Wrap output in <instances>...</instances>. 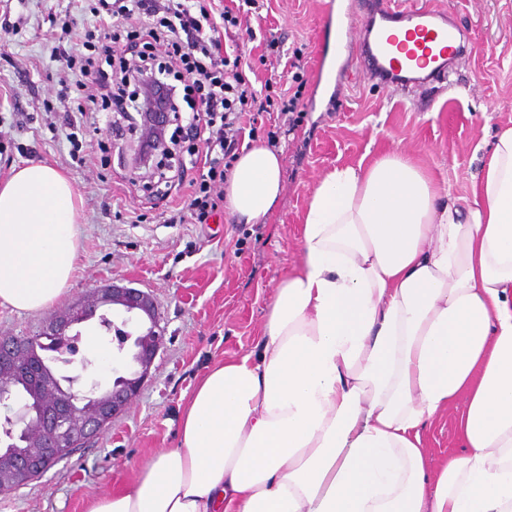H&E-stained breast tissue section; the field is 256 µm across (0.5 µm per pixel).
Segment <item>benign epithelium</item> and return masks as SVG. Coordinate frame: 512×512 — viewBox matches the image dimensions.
I'll list each match as a JSON object with an SVG mask.
<instances>
[{
    "label": "benign epithelium",
    "mask_w": 512,
    "mask_h": 512,
    "mask_svg": "<svg viewBox=\"0 0 512 512\" xmlns=\"http://www.w3.org/2000/svg\"><path fill=\"white\" fill-rule=\"evenodd\" d=\"M170 123L169 112L141 113V121L135 126L142 133L151 130L153 135L141 137L136 156L139 166L153 168L158 158L170 153L165 138ZM104 305L122 308L124 316L112 329L118 350L133 341L132 361L137 365L136 370L117 376L106 388L97 382L81 384L88 367L85 361L80 362L73 375L61 380L27 356L24 337L13 336L0 343V375L29 386L26 393L19 395L0 385V409L7 411L0 420V437L6 440L4 444L0 442V489L19 485L69 457L101 426L125 412L140 392L164 335L149 293L114 283L94 288L81 301L50 319L42 335L63 338L72 326L96 317Z\"/></svg>",
    "instance_id": "benign-epithelium-1"
}]
</instances>
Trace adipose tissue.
<instances>
[{"mask_svg": "<svg viewBox=\"0 0 512 512\" xmlns=\"http://www.w3.org/2000/svg\"><path fill=\"white\" fill-rule=\"evenodd\" d=\"M281 175L280 151L242 150L227 211L266 216ZM80 222L51 163L0 179V306L56 304ZM299 244L256 350L213 364L177 447L90 512H512V127L462 204L400 152L333 168ZM458 400L465 452L431 470L422 432Z\"/></svg>", "mask_w": 512, "mask_h": 512, "instance_id": "adipose-tissue-1", "label": "adipose tissue"}]
</instances>
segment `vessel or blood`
Returning a JSON list of instances; mask_svg holds the SVG:
<instances>
[{"label":"vessel or blood","mask_w":512,"mask_h":512,"mask_svg":"<svg viewBox=\"0 0 512 512\" xmlns=\"http://www.w3.org/2000/svg\"><path fill=\"white\" fill-rule=\"evenodd\" d=\"M363 26L366 76L391 85L419 83L422 75L445 77L446 62L462 48V35L432 0H368ZM406 28L404 40L390 35L391 26Z\"/></svg>","instance_id":"vessel-or-blood-1"}]
</instances>
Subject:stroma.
I'll list each match as a JSON object with an SVG mask.
<instances>
[{
	"mask_svg": "<svg viewBox=\"0 0 512 512\" xmlns=\"http://www.w3.org/2000/svg\"><path fill=\"white\" fill-rule=\"evenodd\" d=\"M256 2L252 32L238 40L241 62L261 79L287 82L299 99L291 121L272 111L257 118L256 142L275 132L283 155L281 198L256 224L234 223L222 209L195 224L181 216L183 202L169 183L135 168L139 135L113 128L114 113H101L94 130L67 125L90 102L75 91L60 94L62 63L53 53L69 38L52 32L48 15L61 0H0V176L42 158L70 175L82 199L79 268L58 306L115 281L149 292L164 330L131 407L40 478L0 492V512H89L153 455L176 446L181 408L202 375L254 349L267 303L301 259L299 226L327 172L400 151L463 201L484 144L512 126V0H434L465 33L467 52L449 83L411 97L364 79L358 52L337 57L331 17L357 0ZM270 39L296 62L295 79H283L265 49ZM90 139L102 141V150L87 153L82 144ZM80 330L76 356L90 362L86 381L111 382V333L95 319ZM92 339L101 356L90 355ZM463 407L456 401L427 424L432 464L462 454L456 423Z\"/></svg>",
	"mask_w": 512,
	"mask_h": 512,
	"instance_id": "1",
	"label": "stroma"
}]
</instances>
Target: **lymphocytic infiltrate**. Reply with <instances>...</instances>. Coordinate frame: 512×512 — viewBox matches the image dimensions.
I'll list each match as a JSON object with an SVG mask.
<instances>
[{
  "instance_id": "lymphocytic-infiltrate-1",
  "label": "lymphocytic infiltrate",
  "mask_w": 512,
  "mask_h": 512,
  "mask_svg": "<svg viewBox=\"0 0 512 512\" xmlns=\"http://www.w3.org/2000/svg\"><path fill=\"white\" fill-rule=\"evenodd\" d=\"M99 3L104 14L93 29L59 51L62 79L104 104L116 100L121 85L145 86L156 112L165 111L177 91L196 94L189 130L205 152L194 162L196 177L178 178L174 188L183 191L195 223H208L247 129L272 103L259 97L239 54L222 42L221 30H242L240 10L230 2L215 11L207 0Z\"/></svg>"
}]
</instances>
